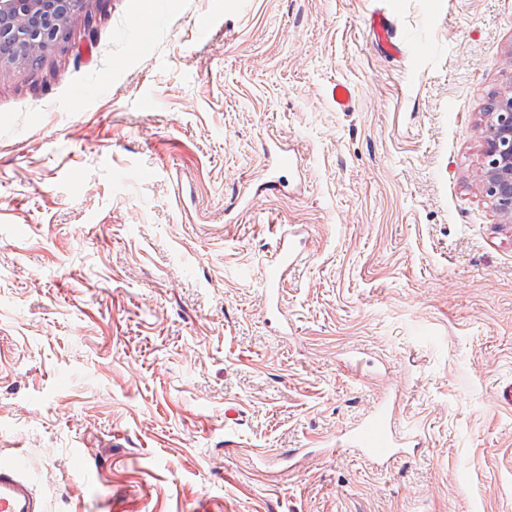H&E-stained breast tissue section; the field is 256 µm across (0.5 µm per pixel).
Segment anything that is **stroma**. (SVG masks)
Returning a JSON list of instances; mask_svg holds the SVG:
<instances>
[{
	"label": "stroma",
	"instance_id": "obj_1",
	"mask_svg": "<svg viewBox=\"0 0 512 512\" xmlns=\"http://www.w3.org/2000/svg\"><path fill=\"white\" fill-rule=\"evenodd\" d=\"M73 29L0 72V459L46 512H512V222L475 179L512 0H89ZM386 396L422 446L382 466L341 441ZM371 25L377 38V44L388 53L396 52L395 33L393 32L391 22L386 16H381L377 11L371 16ZM285 238L286 235L280 240L273 259L267 265L265 274L266 304L269 308H276L277 310H279L277 288L285 279L288 269L298 263L302 254L301 251L298 252L293 247L285 244Z\"/></svg>",
	"mask_w": 512,
	"mask_h": 512
}]
</instances>
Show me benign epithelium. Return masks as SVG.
<instances>
[{
    "label": "benign epithelium",
    "instance_id": "obj_1",
    "mask_svg": "<svg viewBox=\"0 0 512 512\" xmlns=\"http://www.w3.org/2000/svg\"><path fill=\"white\" fill-rule=\"evenodd\" d=\"M87 0H0V70L20 62L36 70L46 52L69 38L64 20L84 11ZM486 163L476 177L495 208L512 218V94L488 106Z\"/></svg>",
    "mask_w": 512,
    "mask_h": 512
}]
</instances>
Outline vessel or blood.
Wrapping results in <instances>:
<instances>
[{
  "label": "vessel or blood",
  "mask_w": 512,
  "mask_h": 512,
  "mask_svg": "<svg viewBox=\"0 0 512 512\" xmlns=\"http://www.w3.org/2000/svg\"><path fill=\"white\" fill-rule=\"evenodd\" d=\"M371 24L378 45L385 52H395L397 44L390 20L376 12L371 16ZM300 257V252L293 247L279 244L265 274V298L269 308L278 307L277 289ZM393 418V407L386 403L378 405L355 427L350 438L351 449L366 460L391 462L399 459L401 442L393 433ZM0 512H45L43 500L19 461H0Z\"/></svg>",
  "instance_id": "b4317fda"
}]
</instances>
